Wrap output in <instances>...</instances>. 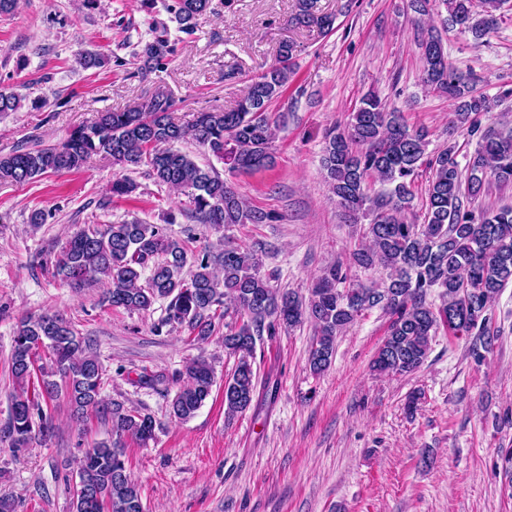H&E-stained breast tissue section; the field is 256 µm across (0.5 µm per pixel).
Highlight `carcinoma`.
<instances>
[{"instance_id":"obj_1","label":"carcinoma","mask_w":512,"mask_h":512,"mask_svg":"<svg viewBox=\"0 0 512 512\" xmlns=\"http://www.w3.org/2000/svg\"><path fill=\"white\" fill-rule=\"evenodd\" d=\"M212 0H170L164 4L168 21L158 22L150 40L136 52L138 72L164 65L174 53L170 25L191 34L211 12ZM318 0H297L291 23L299 28L334 30L336 16L317 7ZM444 8L447 22L470 31L477 40L498 26L500 0H483L485 9L472 10V0H410L419 14L431 5ZM423 82L456 102L452 124L468 126L479 134L465 169L456 160L455 146L424 160L426 133L411 130L401 112L368 94L343 128L327 136L323 168L333 194L350 221L367 217L369 245L353 253L356 265L390 270L382 287L351 279L342 265L328 267L305 299L280 291L261 274L262 262L249 249L230 244L217 253L205 251L195 259L187 278L184 246L158 224L133 218L119 224L81 231L62 247L54 273L73 288L105 279L110 284L102 301L115 308L145 312L159 299H170L166 322L187 326L201 338L212 335L218 310L233 307L248 320L226 325L224 346L239 355L236 368L224 381L225 415L231 418L248 409L257 391L251 358L262 332L293 328L310 319L317 334L309 354L310 369L329 366L338 333L364 311L381 306L391 316L389 333L379 347L372 368L380 374L416 371L427 359L433 336L440 327L459 335L488 322L493 299L512 282V204L474 211L472 202L485 182L498 188L512 185V132H479L472 115L491 110L490 101L477 92L479 78L455 67L439 34L428 30L418 36ZM295 45L279 43L276 63L248 86L231 109L214 106L193 114L184 124L174 113L178 101L158 90L146 101L123 110L98 113L94 122L79 125L54 144H36L0 155V179L24 183L35 178L80 169L93 156L112 159L122 169L147 167V175L189 198L191 213L200 224L229 228L236 224H271L280 215L249 205L215 166L197 163L177 148L192 142L232 171H256L272 160L274 133L268 115L273 100L292 85L296 72ZM83 70L102 68L108 59L96 51L74 55ZM25 98L0 87V113L17 112ZM430 170L423 223L413 210V184L422 165ZM370 176L388 186L375 199L365 191ZM139 188L132 178L112 182V196L130 197ZM150 269L146 284L141 272ZM437 292L441 305L433 309L427 296ZM11 371L20 390L13 394L8 421L0 432L13 448L45 441L52 421L43 404L54 401L64 381V395L74 412L109 415L112 431L143 444L154 437L155 421L146 414L108 405L101 395L103 368L71 323L57 314L22 318L13 336ZM39 390H25L31 380ZM184 384L171 400L174 417L187 420L211 393L214 368L204 358L191 362L182 374ZM76 476L73 512H144L137 485L126 472L123 451L100 442L85 452Z\"/></svg>"}]
</instances>
